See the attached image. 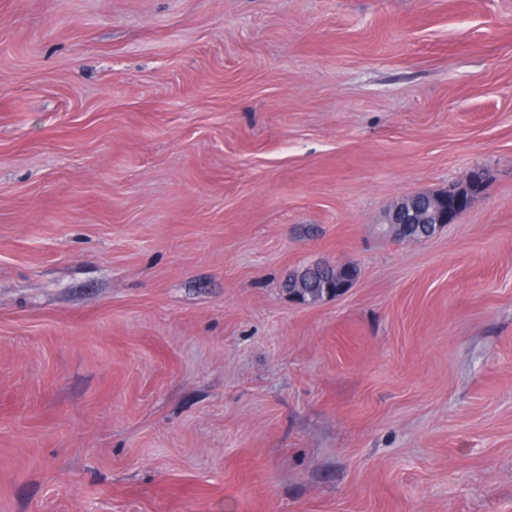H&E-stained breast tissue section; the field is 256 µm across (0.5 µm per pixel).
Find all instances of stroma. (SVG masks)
Wrapping results in <instances>:
<instances>
[{"label": "stroma", "instance_id": "obj_1", "mask_svg": "<svg viewBox=\"0 0 512 512\" xmlns=\"http://www.w3.org/2000/svg\"><path fill=\"white\" fill-rule=\"evenodd\" d=\"M0 512H512V0H0ZM463 189L461 186L448 188L440 194H415L406 196L386 210L383 217V224L396 227L400 231L399 237L403 239H413L423 241L432 237L439 229L447 224L457 222L466 210H461L453 216H448V210L443 211L442 203L448 200V197H461ZM391 211L389 214L388 212ZM427 216L428 221H425ZM429 222L432 226L429 228V234L421 232V226ZM412 226H409V225ZM417 228L420 233L417 232ZM296 273V282L301 288L291 287V276L285 282V288L299 289L306 296L317 300L323 296L326 288H336V272L325 266L306 267Z\"/></svg>", "mask_w": 512, "mask_h": 512}]
</instances>
